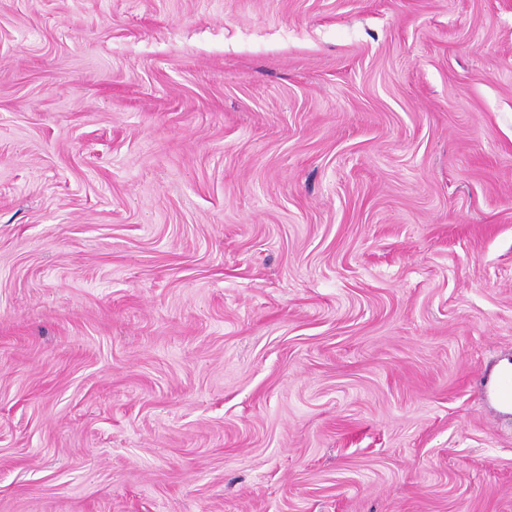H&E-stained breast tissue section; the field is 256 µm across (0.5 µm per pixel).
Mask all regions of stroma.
<instances>
[{
    "mask_svg": "<svg viewBox=\"0 0 512 512\" xmlns=\"http://www.w3.org/2000/svg\"><path fill=\"white\" fill-rule=\"evenodd\" d=\"M512 0H0V512H512Z\"/></svg>",
    "mask_w": 512,
    "mask_h": 512,
    "instance_id": "stroma-1",
    "label": "stroma"
}]
</instances>
